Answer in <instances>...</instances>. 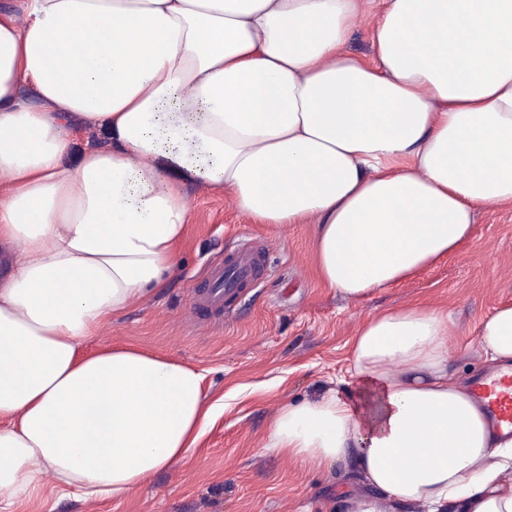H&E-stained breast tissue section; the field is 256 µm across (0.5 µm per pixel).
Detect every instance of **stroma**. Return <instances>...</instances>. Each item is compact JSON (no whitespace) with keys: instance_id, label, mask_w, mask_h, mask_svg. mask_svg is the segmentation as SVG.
<instances>
[{"instance_id":"35a3bbf8","label":"stroma","mask_w":512,"mask_h":512,"mask_svg":"<svg viewBox=\"0 0 512 512\" xmlns=\"http://www.w3.org/2000/svg\"><path fill=\"white\" fill-rule=\"evenodd\" d=\"M185 193L190 218L180 274L113 317L85 349L122 343L201 372L215 411L196 448L122 500L63 497L50 478L41 496L8 512H338L343 498L366 492L351 460L310 469L270 451L269 434L285 404L345 390L353 338L367 318L415 303L448 309L456 331L449 371L463 379L482 369L476 325L512 302V210L481 206L457 253L356 300L317 278L315 225L273 228L224 193L203 186ZM246 242L264 252L259 287L232 295L210 312V325H199L192 311L211 270Z\"/></svg>"}]
</instances>
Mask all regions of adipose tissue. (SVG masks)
I'll use <instances>...</instances> for the list:
<instances>
[{"label": "adipose tissue", "instance_id": "ef3b65f1", "mask_svg": "<svg viewBox=\"0 0 512 512\" xmlns=\"http://www.w3.org/2000/svg\"><path fill=\"white\" fill-rule=\"evenodd\" d=\"M19 0L0 10V505L46 475L122 499L181 462L211 409L195 369L83 346L178 269L184 188L262 224L314 220L320 281L355 299L456 253L512 207V0ZM31 84L36 103L19 96ZM108 137L64 162L74 124ZM454 327L421 304L358 329L352 387L284 406L273 450L352 458L424 512H512V439L448 372ZM512 365V305L477 328ZM348 49L359 57L368 58L371 56L373 50L367 22L359 23L351 30Z\"/></svg>", "mask_w": 512, "mask_h": 512}]
</instances>
